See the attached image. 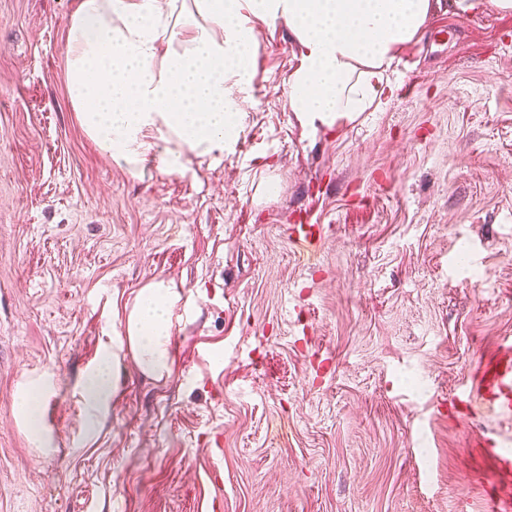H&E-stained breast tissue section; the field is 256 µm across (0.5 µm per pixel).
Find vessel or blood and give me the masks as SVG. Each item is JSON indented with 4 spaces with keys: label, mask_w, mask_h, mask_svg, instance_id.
Wrapping results in <instances>:
<instances>
[{
    "label": "vessel or blood",
    "mask_w": 512,
    "mask_h": 512,
    "mask_svg": "<svg viewBox=\"0 0 512 512\" xmlns=\"http://www.w3.org/2000/svg\"><path fill=\"white\" fill-rule=\"evenodd\" d=\"M469 413L490 412L502 419H512V344L480 358L470 384L456 395ZM493 466L489 479L479 491L490 512H512V448L491 443L484 451Z\"/></svg>",
    "instance_id": "b4317fda"
}]
</instances>
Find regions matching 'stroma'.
Instances as JSON below:
<instances>
[{"label": "stroma", "instance_id": "35a3bbf8", "mask_svg": "<svg viewBox=\"0 0 512 512\" xmlns=\"http://www.w3.org/2000/svg\"><path fill=\"white\" fill-rule=\"evenodd\" d=\"M75 3L0 0V512H486L478 439L512 422L465 429L454 396L512 342V14L431 16L382 109L314 135L299 44L259 27L234 149L164 173L77 120ZM294 224L324 230L314 266ZM158 279L190 300L170 376L127 367L91 412ZM123 358L118 352H107L98 369L85 379L84 394L87 405L93 411L107 408L116 395Z\"/></svg>", "mask_w": 512, "mask_h": 512}]
</instances>
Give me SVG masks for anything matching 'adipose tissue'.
Instances as JSON below:
<instances>
[{"instance_id":"1","label":"adipose tissue","mask_w":512,"mask_h":512,"mask_svg":"<svg viewBox=\"0 0 512 512\" xmlns=\"http://www.w3.org/2000/svg\"><path fill=\"white\" fill-rule=\"evenodd\" d=\"M455 15L512 0H78L65 52L71 106L101 151L129 169L156 158L165 172L232 150L257 45L256 22H283L301 47L288 85L299 123L317 133L380 108L393 63L440 4ZM182 293L158 280L125 317L128 350L154 379L171 373L169 344ZM123 358L106 353L83 384L93 411L118 390Z\"/></svg>"}]
</instances>
